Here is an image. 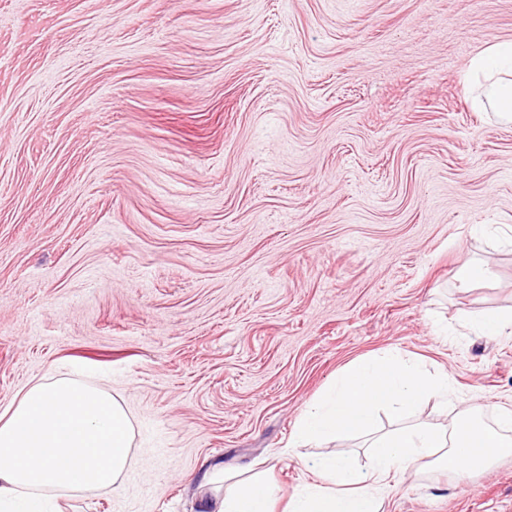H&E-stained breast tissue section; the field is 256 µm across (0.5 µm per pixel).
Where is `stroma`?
I'll return each instance as SVG.
<instances>
[{"label":"stroma","mask_w":512,"mask_h":512,"mask_svg":"<svg viewBox=\"0 0 512 512\" xmlns=\"http://www.w3.org/2000/svg\"><path fill=\"white\" fill-rule=\"evenodd\" d=\"M512 0H0V411L80 368L124 406L134 467L40 512H197L213 466L280 503L289 447L348 362L447 370L497 426L512 335V125L468 64ZM478 262L485 280L456 285ZM381 512H512V458L407 472ZM512 328V311H492L482 317L480 330L484 335L499 336Z\"/></svg>","instance_id":"1"}]
</instances>
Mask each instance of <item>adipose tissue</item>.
Here are the masks:
<instances>
[{
	"label": "adipose tissue",
	"mask_w": 512,
	"mask_h": 512,
	"mask_svg": "<svg viewBox=\"0 0 512 512\" xmlns=\"http://www.w3.org/2000/svg\"><path fill=\"white\" fill-rule=\"evenodd\" d=\"M475 111L512 122V41H492L470 60ZM458 405L448 429L415 422L375 436L369 466L354 472L336 455L317 463L318 479L288 501L287 512H378L379 494L407 469L468 475L512 456V410L498 412L500 429L479 426L475 410L455 396L444 370L430 372L391 352L353 360L302 415L294 437L303 443L366 434L377 407L413 410L426 396ZM133 428L122 404L99 385L62 376L40 381L0 415V503L36 504L47 491L109 494L135 463ZM272 485L261 477L228 484L223 498L201 500L199 512H273Z\"/></svg>",
	"instance_id": "adipose-tissue-1"
}]
</instances>
